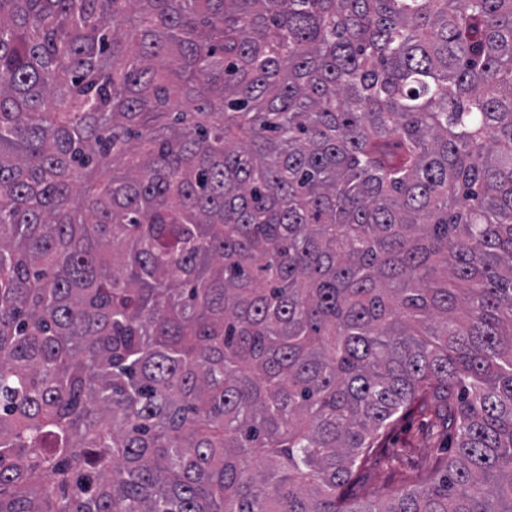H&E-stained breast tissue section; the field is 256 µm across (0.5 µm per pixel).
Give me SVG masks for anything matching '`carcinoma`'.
<instances>
[{"instance_id":"1","label":"carcinoma","mask_w":512,"mask_h":512,"mask_svg":"<svg viewBox=\"0 0 512 512\" xmlns=\"http://www.w3.org/2000/svg\"><path fill=\"white\" fill-rule=\"evenodd\" d=\"M0 512H512V0H0ZM430 422L426 416L414 413L399 420L390 435V448H398L394 457L383 455L368 462L358 474L354 498H379L399 489L398 477L402 472L428 473L438 458L448 456L450 448L445 441L428 432Z\"/></svg>"}]
</instances>
